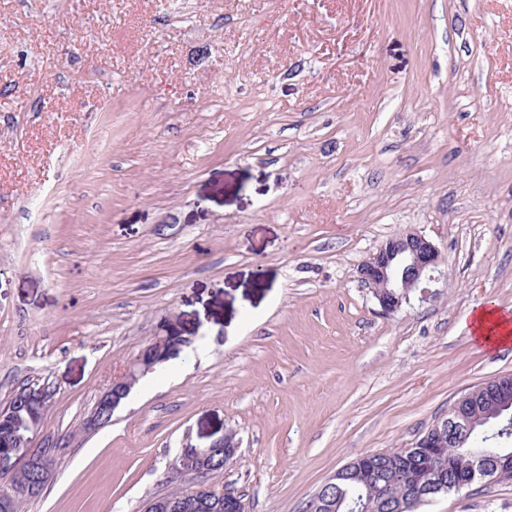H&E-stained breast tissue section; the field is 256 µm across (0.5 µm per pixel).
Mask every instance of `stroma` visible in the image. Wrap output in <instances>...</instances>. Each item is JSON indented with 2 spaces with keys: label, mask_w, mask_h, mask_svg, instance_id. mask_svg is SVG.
I'll return each instance as SVG.
<instances>
[{
  "label": "stroma",
  "mask_w": 512,
  "mask_h": 512,
  "mask_svg": "<svg viewBox=\"0 0 512 512\" xmlns=\"http://www.w3.org/2000/svg\"><path fill=\"white\" fill-rule=\"evenodd\" d=\"M424 234L382 312L357 267ZM512 310V0H0V406L48 387L22 512H143L202 484L302 512L512 373L464 318ZM184 374L136 385L156 340ZM223 471L176 474L227 431ZM420 512H512V481ZM442 262L436 246L414 231L387 238L358 267L359 279L373 290L381 308L391 312ZM155 352L156 347L153 343L143 350L135 361L127 365L120 376L112 381V385L104 392L91 416L83 423L82 430L85 433H93L101 429L97 414L100 401H103L109 407L110 413L113 414L121 405L122 400L129 396L139 378L154 369V366L158 364Z\"/></svg>",
  "instance_id": "1"
}]
</instances>
